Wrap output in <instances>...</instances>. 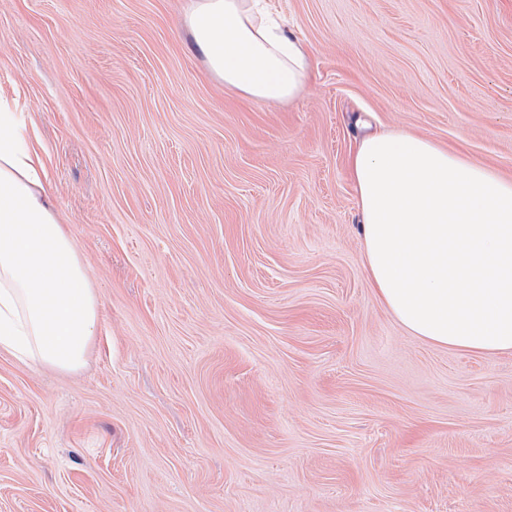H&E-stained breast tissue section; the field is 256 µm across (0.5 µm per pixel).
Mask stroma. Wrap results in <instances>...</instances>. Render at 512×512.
<instances>
[{"label": "stroma", "mask_w": 512, "mask_h": 512, "mask_svg": "<svg viewBox=\"0 0 512 512\" xmlns=\"http://www.w3.org/2000/svg\"><path fill=\"white\" fill-rule=\"evenodd\" d=\"M189 0H0V98L95 291L84 365L0 350V512H512V356L373 297L372 131L512 174V0H270L293 99L225 87Z\"/></svg>", "instance_id": "stroma-1"}]
</instances>
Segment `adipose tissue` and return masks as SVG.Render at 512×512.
<instances>
[{
  "mask_svg": "<svg viewBox=\"0 0 512 512\" xmlns=\"http://www.w3.org/2000/svg\"><path fill=\"white\" fill-rule=\"evenodd\" d=\"M186 24L210 71L248 98H293L309 74L307 49L267 0H191ZM349 169L380 303L432 346L512 355V178L402 131L358 142ZM96 322L44 160L0 100V349L73 371Z\"/></svg>",
  "mask_w": 512,
  "mask_h": 512,
  "instance_id": "adipose-tissue-1",
  "label": "adipose tissue"
}]
</instances>
